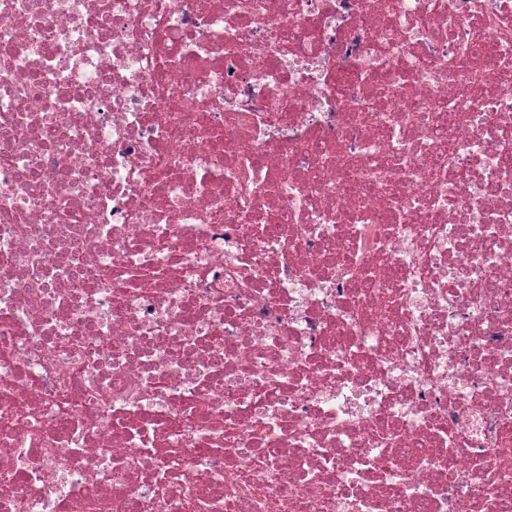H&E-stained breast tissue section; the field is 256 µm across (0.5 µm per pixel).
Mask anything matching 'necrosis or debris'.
Wrapping results in <instances>:
<instances>
[{"mask_svg":"<svg viewBox=\"0 0 512 512\" xmlns=\"http://www.w3.org/2000/svg\"><path fill=\"white\" fill-rule=\"evenodd\" d=\"M0 512H512V0H0Z\"/></svg>","mask_w":512,"mask_h":512,"instance_id":"obj_1","label":"necrosis or debris"}]
</instances>
